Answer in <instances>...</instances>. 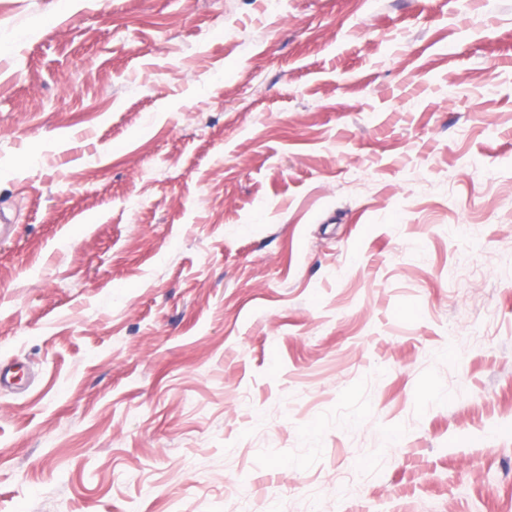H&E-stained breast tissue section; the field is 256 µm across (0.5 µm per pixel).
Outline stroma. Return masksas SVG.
I'll return each mask as SVG.
<instances>
[{
  "mask_svg": "<svg viewBox=\"0 0 512 512\" xmlns=\"http://www.w3.org/2000/svg\"><path fill=\"white\" fill-rule=\"evenodd\" d=\"M0 512H512V0H0Z\"/></svg>",
  "mask_w": 512,
  "mask_h": 512,
  "instance_id": "stroma-1",
  "label": "stroma"
}]
</instances>
